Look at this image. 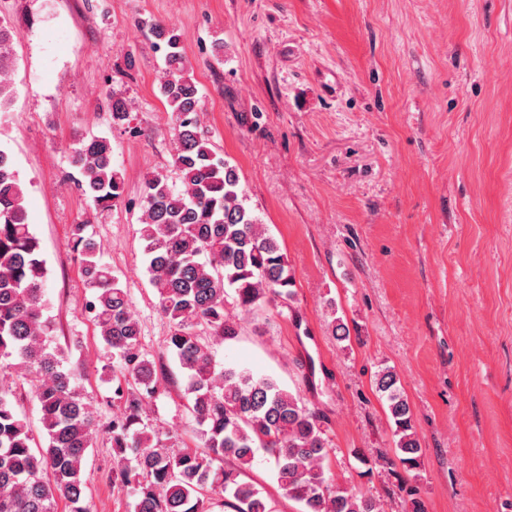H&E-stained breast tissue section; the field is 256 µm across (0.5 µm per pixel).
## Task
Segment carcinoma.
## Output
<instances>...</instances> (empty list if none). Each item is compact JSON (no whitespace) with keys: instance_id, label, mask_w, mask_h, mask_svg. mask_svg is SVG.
Wrapping results in <instances>:
<instances>
[{"instance_id":"obj_1","label":"carcinoma","mask_w":512,"mask_h":512,"mask_svg":"<svg viewBox=\"0 0 512 512\" xmlns=\"http://www.w3.org/2000/svg\"><path fill=\"white\" fill-rule=\"evenodd\" d=\"M150 32L164 50L160 93L175 116L174 167L182 188L161 174L145 178L139 233L158 310L169 321L164 348L185 371L184 393L201 448L165 446L159 429L144 422V408L158 391L155 363L143 351L127 289L101 261L87 225L77 224L73 250L92 292L89 307L125 380L115 387L117 411L107 429L112 481L127 489L133 512H211L214 494L224 512H273L246 480L262 448L274 459L280 488L303 512H381L376 499L335 481L324 466L329 448L318 412L270 377L215 361L214 342L241 332L226 309L228 297L247 313L269 303L286 307L293 278L278 240L246 205L237 169L217 157L200 132L201 96L180 35L160 23L150 24ZM16 38L0 19V110L13 95ZM71 163L80 175L78 188L94 207L122 201L124 180L109 140H77ZM25 198L11 157L0 149V374L29 384L46 438L44 446L36 442L9 392L0 390V512H54L58 498L71 512H86L83 465L98 438L96 412L64 352L52 345L47 269ZM375 384L399 436L396 458L413 467L421 446L396 374L385 369Z\"/></svg>"}]
</instances>
